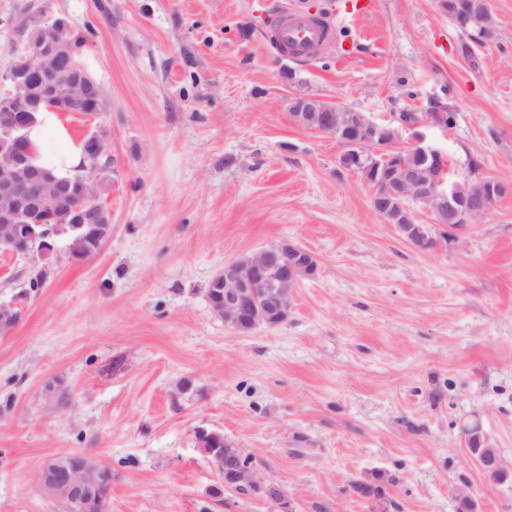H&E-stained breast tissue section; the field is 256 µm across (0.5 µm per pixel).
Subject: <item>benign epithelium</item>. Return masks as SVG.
<instances>
[{"label": "benign epithelium", "mask_w": 512, "mask_h": 512, "mask_svg": "<svg viewBox=\"0 0 512 512\" xmlns=\"http://www.w3.org/2000/svg\"><path fill=\"white\" fill-rule=\"evenodd\" d=\"M51 37L46 43H35L21 36L11 46L13 60L7 71L0 74V139L11 144L15 153L27 156L29 142L26 129L32 113L41 109L51 99L73 98L97 94V86L81 77L65 91L52 83L43 85L42 91L32 90L34 79L43 72L66 64L71 55L70 23L59 19L48 26ZM348 108L332 105L320 99L298 94L292 99L290 115L299 126L330 134L347 150L365 160L378 158L385 162L381 170L371 166L362 170V179L373 185L372 206L385 223L391 224L399 235L420 251L433 248L430 228L416 222L407 202L424 204L437 224L460 228L486 215L493 203L512 196V183L494 178L479 177L469 197L457 196L456 178L452 175L447 153L429 143L421 131L423 127L448 129L454 121L440 107L429 109L430 115L414 123L400 122V128L410 132L409 148L421 154L429 165L411 169L401 163L399 146L392 140L381 138L382 124L370 121L354 137L345 138L348 127L344 124ZM31 177L52 192L51 201L25 194L15 180V175L0 167V200L9 210L11 222L0 224V245L12 244L21 238L61 235L66 229L53 224L54 205L66 198L67 184L51 174L23 164ZM315 257L305 249L287 241L271 245L250 256L224 263V270L216 279L222 281V299L210 303L215 315L228 325H236L250 315L259 288L270 289L267 320L285 319L293 307L294 291L300 280L297 269L308 268L317 272ZM466 450L479 465L484 480L495 486L512 476L496 448L473 423L464 429ZM226 487L233 490H254L261 497L283 503L284 492L280 485L264 477L253 464L252 456L242 449L224 459ZM38 481L41 488L54 499L66 497L72 512H107L112 491V471L100 460L87 453H79L64 465L56 457L48 458L39 467Z\"/></svg>", "instance_id": "obj_1"}]
</instances>
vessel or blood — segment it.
Segmentation results:
<instances>
[{"instance_id":"b4317fda","label":"vessel or blood","mask_w":512,"mask_h":512,"mask_svg":"<svg viewBox=\"0 0 512 512\" xmlns=\"http://www.w3.org/2000/svg\"><path fill=\"white\" fill-rule=\"evenodd\" d=\"M333 29L328 18L310 14L303 0L271 9L266 14L265 34L297 60L313 59L329 40Z\"/></svg>"}]
</instances>
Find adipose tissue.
Returning <instances> with one entry per match:
<instances>
[{"label": "adipose tissue", "instance_id": "obj_1", "mask_svg": "<svg viewBox=\"0 0 512 512\" xmlns=\"http://www.w3.org/2000/svg\"><path fill=\"white\" fill-rule=\"evenodd\" d=\"M28 138L35 166L50 169L60 177L77 174L83 144L72 138L60 113H36L35 121L28 129Z\"/></svg>", "mask_w": 512, "mask_h": 512}]
</instances>
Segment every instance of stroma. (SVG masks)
Listing matches in <instances>:
<instances>
[{
    "mask_svg": "<svg viewBox=\"0 0 512 512\" xmlns=\"http://www.w3.org/2000/svg\"><path fill=\"white\" fill-rule=\"evenodd\" d=\"M270 0H0V65L11 20L45 12L87 39L109 103L63 113L71 134L108 131L112 234L90 259L56 240L35 265L0 253V512H64L36 471L90 454L112 468L108 512H283L223 489L199 448L216 430L252 455L292 512H512V480L488 486L465 449L479 422L512 463V197L459 229L435 223L420 252L338 164L333 136L296 125L306 94L396 124L444 98L455 114L426 135L452 170L512 182V0H491L477 45L439 0H375L337 21L317 59L264 39ZM281 241L318 260L287 320L242 333L211 311L225 262ZM61 382L73 410L47 406ZM382 475L386 497L355 482Z\"/></svg>",
    "mask_w": 512,
    "mask_h": 512,
    "instance_id": "stroma-1",
    "label": "stroma"
}]
</instances>
